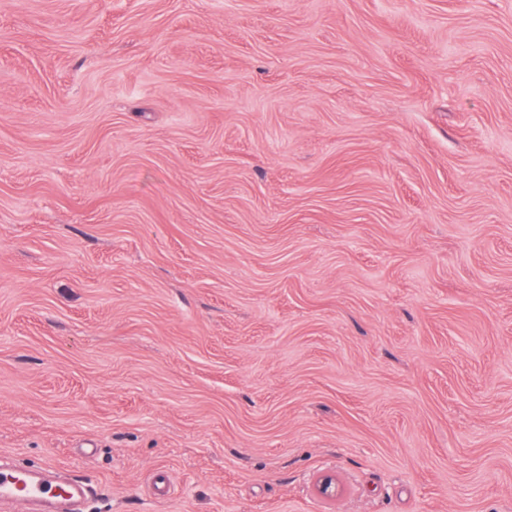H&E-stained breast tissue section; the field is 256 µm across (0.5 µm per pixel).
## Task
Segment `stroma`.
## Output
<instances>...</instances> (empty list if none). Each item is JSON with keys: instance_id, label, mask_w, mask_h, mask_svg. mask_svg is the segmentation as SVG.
Returning <instances> with one entry per match:
<instances>
[{"instance_id": "35a3bbf8", "label": "stroma", "mask_w": 512, "mask_h": 512, "mask_svg": "<svg viewBox=\"0 0 512 512\" xmlns=\"http://www.w3.org/2000/svg\"><path fill=\"white\" fill-rule=\"evenodd\" d=\"M0 454L512 512V0H0Z\"/></svg>"}]
</instances>
